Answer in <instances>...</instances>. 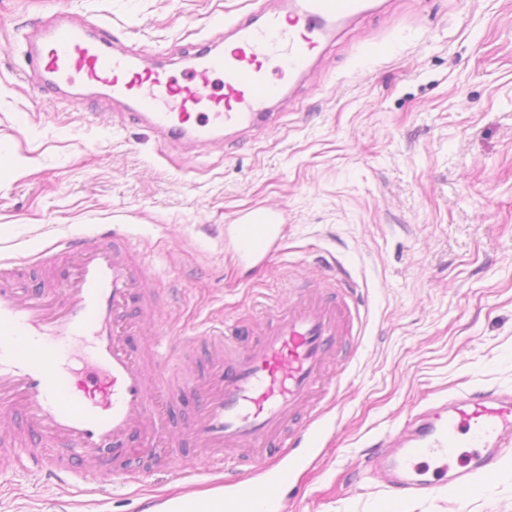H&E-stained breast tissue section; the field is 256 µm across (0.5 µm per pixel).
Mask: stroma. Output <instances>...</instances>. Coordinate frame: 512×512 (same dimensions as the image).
I'll list each match as a JSON object with an SVG mask.
<instances>
[{"label": "stroma", "mask_w": 512, "mask_h": 512, "mask_svg": "<svg viewBox=\"0 0 512 512\" xmlns=\"http://www.w3.org/2000/svg\"><path fill=\"white\" fill-rule=\"evenodd\" d=\"M249 0H0V255L120 229L161 288L164 333L237 335L267 304L355 285L360 336L321 403L317 459L293 473L288 512H457L443 487L397 500L362 463L421 401L512 390V0H384L342 27L260 132L171 142L126 103L38 88L23 41L64 13L111 24L119 49L188 69L224 47L215 17ZM288 211L264 262L232 259L234 219ZM143 481H55L0 467V512H145L157 497L213 490L219 473L176 475L136 450ZM458 512H512V456Z\"/></svg>", "instance_id": "1"}]
</instances>
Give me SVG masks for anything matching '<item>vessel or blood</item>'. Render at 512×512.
<instances>
[{
    "label": "vessel or blood",
    "mask_w": 512,
    "mask_h": 512,
    "mask_svg": "<svg viewBox=\"0 0 512 512\" xmlns=\"http://www.w3.org/2000/svg\"><path fill=\"white\" fill-rule=\"evenodd\" d=\"M375 0H279L277 10L260 7L247 23L232 27L233 48L203 53L180 82L138 54H115L112 28L81 16L43 26L27 56L42 81L104 86L130 100L138 121L174 139L215 142L223 129L259 126L281 95L264 64L279 58L289 74L303 77L324 57L326 43L345 24L373 9ZM223 74L221 93L211 78ZM285 210L258 207L235 228L236 256L268 257L278 246ZM43 268L46 284L24 286L28 269ZM152 280L126 235L95 233L60 238L30 258H0V418L22 415L53 452L27 451L30 462L54 479L73 472V454L93 460L82 469L97 477L96 464L127 452L130 438L153 439L163 451L204 449L201 468H223L230 448H265L269 457L257 474L236 463L224 497L225 512H275L277 489L301 464L288 439L302 410H316L325 369L354 333L347 299L309 295L277 305L249 321L254 341L229 346L221 334L207 341L219 350L202 369L188 368L172 385L169 363L191 347V335L170 337L143 356L133 338L153 324L148 289ZM199 394L193 421L172 432L170 407L184 390ZM382 451L366 468L376 490L393 498L437 492L447 475L459 497L477 489L476 474H491L499 456L512 450V390L474 391L410 415L394 426ZM469 448V464L455 469V449ZM437 463L426 477L422 460Z\"/></svg>",
    "instance_id": "b4317fda"
}]
</instances>
